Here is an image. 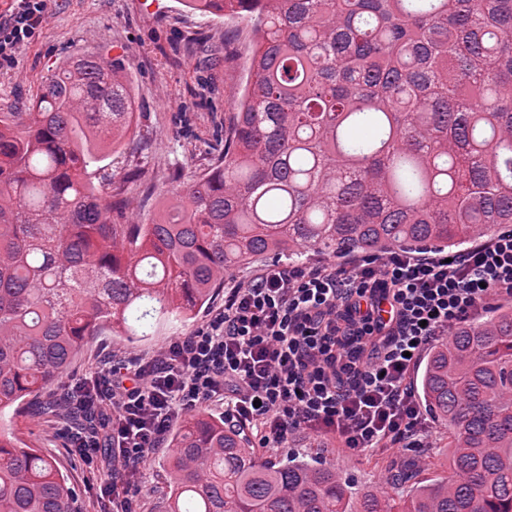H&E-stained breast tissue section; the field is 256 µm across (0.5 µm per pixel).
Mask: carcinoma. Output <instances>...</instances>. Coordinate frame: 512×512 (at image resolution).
Returning <instances> with one entry per match:
<instances>
[{"label":"carcinoma","mask_w":512,"mask_h":512,"mask_svg":"<svg viewBox=\"0 0 512 512\" xmlns=\"http://www.w3.org/2000/svg\"><path fill=\"white\" fill-rule=\"evenodd\" d=\"M246 15L251 77L224 152L150 224L102 161L133 125L91 51L0 112V410L63 382L93 336L184 317L270 256L448 250L512 224V0H186ZM448 475L394 498L313 458L263 459L198 410L169 430L166 512H512V306L453 328L415 380ZM54 462L0 433V512H80Z\"/></svg>","instance_id":"carcinoma-1"}]
</instances>
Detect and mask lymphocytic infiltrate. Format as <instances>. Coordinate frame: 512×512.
<instances>
[{"label":"lymphocytic infiltrate","instance_id":"obj_1","mask_svg":"<svg viewBox=\"0 0 512 512\" xmlns=\"http://www.w3.org/2000/svg\"><path fill=\"white\" fill-rule=\"evenodd\" d=\"M45 20L46 0H13L0 61ZM493 300L512 301V229L451 255L394 249L350 267H268L231 288L206 329L77 383L71 452L90 461L107 451L134 480L179 415L206 403L223 404L266 448L300 430L333 434L349 453L429 447L411 369Z\"/></svg>","mask_w":512,"mask_h":512}]
</instances>
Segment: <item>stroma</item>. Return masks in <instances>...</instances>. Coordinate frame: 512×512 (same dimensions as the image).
Wrapping results in <instances>:
<instances>
[{
    "instance_id": "obj_1",
    "label": "stroma",
    "mask_w": 512,
    "mask_h": 512,
    "mask_svg": "<svg viewBox=\"0 0 512 512\" xmlns=\"http://www.w3.org/2000/svg\"><path fill=\"white\" fill-rule=\"evenodd\" d=\"M253 34L248 20L204 15L181 0H48L47 18L36 36L22 45L12 63L0 65V112L34 96L44 77L80 50H94L120 62L135 100L138 129L112 158V171L122 176L133 167L145 170L144 180L126 184L133 205L130 219L141 224L157 218L178 190L169 174L181 170L185 179L207 173L206 152L218 125L229 124L232 101L249 77ZM224 308L223 292L190 318L169 314L142 336H96L75 357L66 377L72 383L92 373L104 359L134 365L151 358L171 339L205 329ZM66 388L0 411V430L39 448L75 484L85 489L81 512H111L100 486L113 480L128 499L131 512H163L168 491L169 446L152 451L142 478L126 483L107 454L85 462L68 448L61 414L42 405L65 397ZM309 456L336 467L361 485L382 487L388 472L400 468L408 451L391 448L373 455L338 451L334 437L312 431L289 438L286 448L263 450L270 461L286 453Z\"/></svg>"
}]
</instances>
